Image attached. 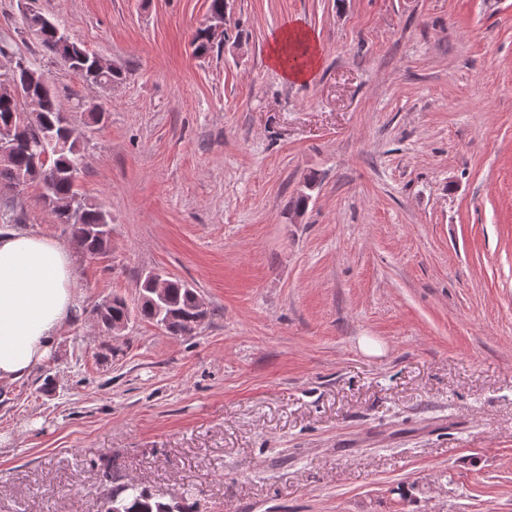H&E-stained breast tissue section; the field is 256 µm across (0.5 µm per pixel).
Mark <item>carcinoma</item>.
<instances>
[{"mask_svg": "<svg viewBox=\"0 0 512 512\" xmlns=\"http://www.w3.org/2000/svg\"><path fill=\"white\" fill-rule=\"evenodd\" d=\"M47 17L34 10L23 13L22 24L38 27L39 39L44 51L60 60L67 70L91 84L101 83L95 68V55L89 53L75 41L60 42L56 32L44 25ZM2 82H17L23 87H34L41 99V109L36 119L20 127L16 133L11 152L0 158V185L14 190L35 181L43 185L40 202L51 196L61 203L53 218L63 225L75 239L83 242L85 253L101 255L112 244V235L100 234L95 227L105 220L112 223L111 216L98 205L78 193L71 167L84 151V146L68 141L66 137L67 118L62 104L54 92L49 78L28 65L26 69L8 72L0 77ZM23 103L17 99L0 98V125L19 121ZM142 296L136 303L129 304L124 298L112 296L108 307L93 309L104 331L112 330V323L123 318L159 323V312L150 300L147 287L141 288ZM196 291L184 282L170 280L166 313L169 318V332L176 336H191L196 331V318H205L195 312ZM102 481L107 486L103 500V512H196L192 494L185 493L183 504L173 510L174 504L156 497L141 483L123 481L116 475L117 467L112 459L99 460Z\"/></svg>", "mask_w": 512, "mask_h": 512, "instance_id": "obj_1", "label": "carcinoma"}]
</instances>
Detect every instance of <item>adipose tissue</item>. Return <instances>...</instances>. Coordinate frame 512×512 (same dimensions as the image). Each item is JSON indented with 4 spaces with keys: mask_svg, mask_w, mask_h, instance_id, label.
I'll return each mask as SVG.
<instances>
[{
    "mask_svg": "<svg viewBox=\"0 0 512 512\" xmlns=\"http://www.w3.org/2000/svg\"><path fill=\"white\" fill-rule=\"evenodd\" d=\"M321 48L290 22L268 51L270 66L290 82L315 76ZM80 307L69 245L22 230L0 231V383L15 382L49 357L58 331Z\"/></svg>",
    "mask_w": 512,
    "mask_h": 512,
    "instance_id": "obj_1",
    "label": "adipose tissue"
}]
</instances>
